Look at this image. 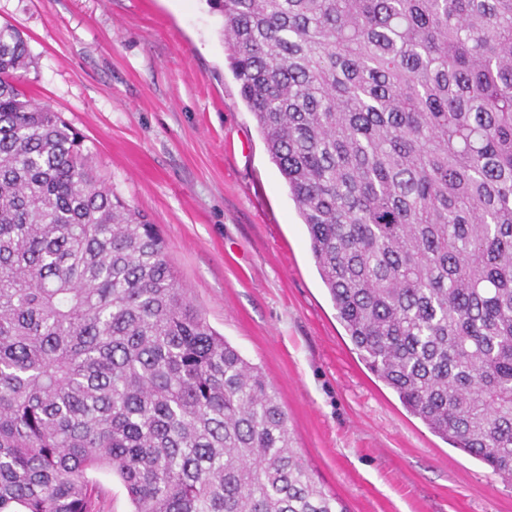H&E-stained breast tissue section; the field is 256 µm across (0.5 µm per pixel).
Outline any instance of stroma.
I'll return each mask as SVG.
<instances>
[{
    "label": "stroma",
    "instance_id": "35a3bbf8",
    "mask_svg": "<svg viewBox=\"0 0 512 512\" xmlns=\"http://www.w3.org/2000/svg\"><path fill=\"white\" fill-rule=\"evenodd\" d=\"M22 84L156 224L207 322L262 368L293 446L348 512H512V483L410 415L359 359L242 100L206 0H0Z\"/></svg>",
    "mask_w": 512,
    "mask_h": 512
}]
</instances>
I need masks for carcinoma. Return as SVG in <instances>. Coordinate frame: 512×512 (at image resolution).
I'll list each match as a JSON object with an SVG mask.
<instances>
[{
    "label": "carcinoma",
    "instance_id": "1",
    "mask_svg": "<svg viewBox=\"0 0 512 512\" xmlns=\"http://www.w3.org/2000/svg\"><path fill=\"white\" fill-rule=\"evenodd\" d=\"M360 359L512 482V0H209ZM0 27V512H347ZM89 477L105 487L107 495L104 510L106 512H130L132 505L121 480L106 471L91 472Z\"/></svg>",
    "mask_w": 512,
    "mask_h": 512
}]
</instances>
